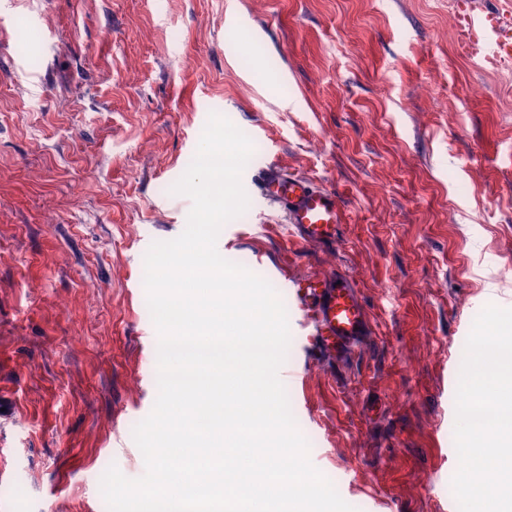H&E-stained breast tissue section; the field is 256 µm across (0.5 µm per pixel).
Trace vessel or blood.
Returning <instances> with one entry per match:
<instances>
[{
  "label": "vessel or blood",
  "mask_w": 512,
  "mask_h": 512,
  "mask_svg": "<svg viewBox=\"0 0 512 512\" xmlns=\"http://www.w3.org/2000/svg\"><path fill=\"white\" fill-rule=\"evenodd\" d=\"M458 0L450 18L452 30L474 49L484 64L498 68L512 65V0ZM263 200L275 206L300 246H335L345 211L335 189L288 175L272 162L258 166L252 177ZM303 330V349L318 357L345 359L372 333L367 306L347 276L318 272L284 282Z\"/></svg>",
  "instance_id": "vessel-or-blood-1"
}]
</instances>
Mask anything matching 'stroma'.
Listing matches in <instances>:
<instances>
[{
	"label": "stroma",
	"mask_w": 512,
	"mask_h": 512,
	"mask_svg": "<svg viewBox=\"0 0 512 512\" xmlns=\"http://www.w3.org/2000/svg\"><path fill=\"white\" fill-rule=\"evenodd\" d=\"M455 2L0 0V512H107V468L144 474V257L186 227L214 112L348 215L301 251L252 204L216 243L271 283L333 263L368 307L351 359L308 376L293 342L279 370L312 464L356 512H459L466 341L512 308V67L477 64Z\"/></svg>",
	"instance_id": "stroma-1"
}]
</instances>
